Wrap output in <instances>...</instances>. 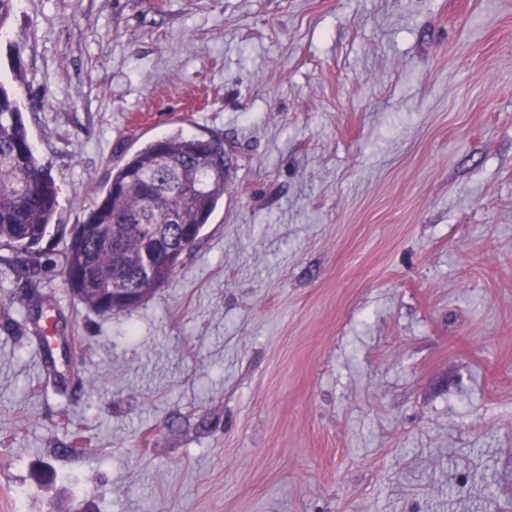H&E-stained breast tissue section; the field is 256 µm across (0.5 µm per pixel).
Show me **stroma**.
<instances>
[{
  "instance_id": "1",
  "label": "stroma",
  "mask_w": 512,
  "mask_h": 512,
  "mask_svg": "<svg viewBox=\"0 0 512 512\" xmlns=\"http://www.w3.org/2000/svg\"><path fill=\"white\" fill-rule=\"evenodd\" d=\"M0 80L59 188L0 244V512H512V0H16ZM176 133L224 199L100 316L64 251Z\"/></svg>"
}]
</instances>
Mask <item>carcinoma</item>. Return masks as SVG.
<instances>
[{
    "instance_id": "1",
    "label": "carcinoma",
    "mask_w": 512,
    "mask_h": 512,
    "mask_svg": "<svg viewBox=\"0 0 512 512\" xmlns=\"http://www.w3.org/2000/svg\"><path fill=\"white\" fill-rule=\"evenodd\" d=\"M224 144L217 138L176 135L133 154L90 209L65 251L66 284L86 308L108 317V288L119 277L145 298L168 283L224 197ZM205 178L206 191L191 201L182 183ZM59 188L48 163L32 145L13 94L0 83V242L28 251L42 241L56 214ZM152 226L157 257L152 274L141 273L145 233Z\"/></svg>"
}]
</instances>
